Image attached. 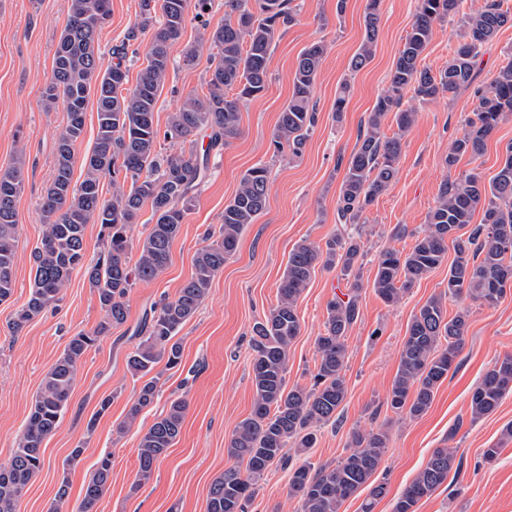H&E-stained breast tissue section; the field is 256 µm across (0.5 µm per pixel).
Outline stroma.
<instances>
[{
	"instance_id": "obj_1",
	"label": "stroma",
	"mask_w": 512,
	"mask_h": 512,
	"mask_svg": "<svg viewBox=\"0 0 512 512\" xmlns=\"http://www.w3.org/2000/svg\"><path fill=\"white\" fill-rule=\"evenodd\" d=\"M140 0H111V16L99 46L110 55L139 15ZM295 23L277 40L270 55L271 82L259 98L245 102L240 133L211 158L210 175L196 196L173 243L170 261L153 282L136 284L128 297L125 324L101 337L83 358L69 406L55 431L43 443L44 467L19 499L16 512H77L94 465L112 456V475L94 512H206L212 481L230 466L227 443L236 425L253 408L251 327L276 303L277 286L290 251L301 241L324 243L345 232L336 221V198L361 124L388 85L389 74L417 13V0H381L374 56L358 72L349 64L364 36L366 0H298ZM484 0H460L455 13L433 27L421 64L437 72L447 66L458 46L457 33L465 14ZM69 11V0H0V165L25 151L29 175L17 201L18 242L15 288L0 303V466L8 465L42 379L70 336L91 330L102 312L82 272L74 271L57 308L45 311L15 334L9 324L28 300L34 273L30 254L43 236L37 214L40 195L53 170L57 138L66 114L44 111L41 93L51 74L58 38ZM203 30L188 21L171 47L180 58L191 46L199 53L193 68L170 71L155 111L158 127L192 90H201L211 65L210 50L201 44ZM322 42L326 54L317 74L313 100L318 121L300 157L275 154L271 137L278 116L292 94V77L302 50ZM512 59V25L504 26L484 44L473 85L422 102L405 96L403 108L416 114L413 125L399 132L394 117L382 125L386 136L400 134L402 150L390 188L362 215L365 256L359 292L360 316L348 337L345 367L347 394L333 422L321 425L315 447L293 451L294 462L319 467L336 464L349 451L353 431L381 429L388 448L374 482H385L387 495L373 512H392L401 491L426 464L433 449H455L457 469L416 512H512V440L502 431L512 424V393L490 415H471L470 397L494 361L512 355V291L494 306L447 297V266H439L387 305L372 288L377 258L384 249L409 250L427 224L439 190L447 179L468 173L489 182L512 144V115L506 116L486 142L478 159L462 157L454 167L445 158L451 142L463 135L476 105L474 90L488 84ZM349 83L350 95L342 121L332 118L336 93ZM271 169L267 206L256 223L243 231L236 254L224 264L208 298L178 334L179 367L164 370L159 397L133 428L118 433L131 400L143 383L127 369L137 343L133 331L145 308L174 297L190 279L193 258L204 232L219 227L224 206L236 193L242 175L256 163ZM339 271L315 269L301 294V333L289 351L288 387H310L316 366L315 340L324 331L330 300L346 293ZM445 295L449 315L463 312L467 326L457 366L436 389L428 411L412 418L393 413L387 397L398 368L399 351L415 313L427 300ZM110 399L106 413L101 400ZM174 398L187 402L182 431L168 455L160 460L151 481L135 487L138 443ZM84 451L77 462L68 457L76 445ZM496 445L495 461L482 457ZM288 471L272 465L259 482L250 512H301L298 498L288 494ZM68 497L58 502L60 484Z\"/></svg>"
}]
</instances>
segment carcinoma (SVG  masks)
<instances>
[{"label": "carcinoma", "mask_w": 512, "mask_h": 512, "mask_svg": "<svg viewBox=\"0 0 512 512\" xmlns=\"http://www.w3.org/2000/svg\"><path fill=\"white\" fill-rule=\"evenodd\" d=\"M381 0H367L365 35L350 61L357 72L372 59L378 34ZM211 0H140L139 18L125 42L112 49L109 64L98 54L100 32L111 15L110 0H70L67 22L54 54L52 71L42 92L45 111L63 107L67 122L55 150L54 170L38 206L45 230L31 253L34 279L26 304L16 311L13 333L62 299L73 271H84L97 295L103 316L96 327L80 330L45 374L18 438L9 464L0 468V512H15L18 499L44 464L41 447L57 428L68 406L78 367L98 339L128 318L127 298L139 282H151L166 269L182 224L194 207L196 191L209 172V157L219 155L240 126V103L260 96L269 84L268 60L283 29L294 23V0H224V18H206ZM458 0H418L416 20L405 39L389 86L380 95L364 124L363 133L348 158L336 202L341 224H358L368 205L383 194L396 175L401 138L381 133L389 113L399 131L408 129L415 113L400 109L406 92L420 101L432 100L472 83L476 58L483 44L508 23L512 14L500 0H486L462 18L459 46L448 65L434 73L420 65L433 34V25L456 10ZM203 29L214 50L205 80L206 92L187 93L171 113L165 129L155 123V109L173 61L170 48L188 20L189 12ZM148 36L146 65L134 86H128L126 43ZM324 55L315 42L299 55L292 95L280 112L272 143L275 151L299 157L316 125L312 89ZM477 105L469 130L456 138L446 164L453 167L468 155L480 156L499 122L512 114V60L487 85L475 90ZM96 106L98 132L82 159L83 179L73 181L75 150L84 133L89 103ZM209 131L200 154L196 133ZM178 144L177 153L163 151L161 142ZM28 161L19 151L0 166V302L14 290L15 244L18 235L16 202L24 192ZM109 180L112 195L102 197V182ZM269 193V172L263 164L249 168L234 197L224 206L222 224L206 235L208 243L195 254L194 272L173 298H164L144 312L140 341L128 354L127 368L144 377L157 364L174 368L181 362L175 340L210 293L214 277L235 253L245 226L264 212ZM150 211L148 233L135 240L129 235L144 210ZM482 223L463 237L457 231L471 223L476 211ZM100 226L104 253L86 260L87 225ZM453 247L448 267V295H467L489 306L497 304L512 284V145L489 184L476 174L443 183L427 228L407 251L387 248L375 266L372 288L387 304L398 303L416 281L440 266ZM363 243L361 235L333 236L321 246L307 240L291 251L278 286L276 304L252 329V384L254 404L249 417L236 425L227 444L233 464L210 485L207 512H249L256 486L266 471L280 463L290 472L289 494L301 502L302 512H339L341 505L361 489L380 468L388 435L381 430L354 431L350 452L335 466L318 469L307 463L291 464L288 443L312 448L317 426L336 420L346 396L345 361L350 330L359 317ZM338 269L350 283L347 299L327 304L324 333L315 340L316 372L311 388L286 389L289 349L301 331L297 302L317 266ZM466 330V315L448 317L443 298H430L413 316L400 353L387 399L396 414L419 417L430 407L435 390L456 367ZM159 377L140 388L123 433L159 395ZM512 392V356L498 359L486 371L470 398L473 417L492 414L506 393ZM186 402H170L140 437L135 483H148L156 464L179 437ZM456 455L437 448L393 503L392 512H415L417 503L448 480ZM112 474V457L101 456L85 487L80 512H93Z\"/></svg>", "instance_id": "cac0c4a2"}]
</instances>
